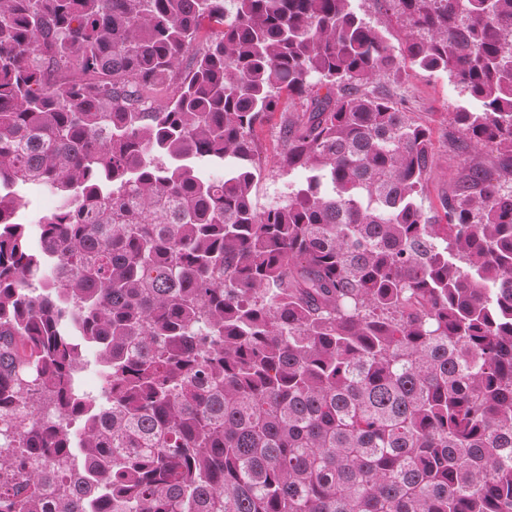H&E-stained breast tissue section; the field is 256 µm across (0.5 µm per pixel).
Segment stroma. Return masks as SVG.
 <instances>
[{"label": "stroma", "instance_id": "1", "mask_svg": "<svg viewBox=\"0 0 512 512\" xmlns=\"http://www.w3.org/2000/svg\"><path fill=\"white\" fill-rule=\"evenodd\" d=\"M379 88L401 101L414 120L428 126L433 133L436 151L420 198L424 210L440 211L442 201L457 190L473 167L489 170L501 180L512 181V167L502 165L490 147L464 141L452 124L453 112L469 107L470 101L447 74L410 68L398 80L381 82ZM301 110L302 105L298 102L291 106L281 105L256 129L262 164L254 197L257 207L263 208L284 199L305 178L301 170H282L280 159L286 145L278 135L282 122L295 117Z\"/></svg>", "mask_w": 512, "mask_h": 512}]
</instances>
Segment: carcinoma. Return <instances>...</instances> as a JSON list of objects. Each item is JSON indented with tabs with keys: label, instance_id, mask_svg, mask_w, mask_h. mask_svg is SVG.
<instances>
[{
	"label": "carcinoma",
	"instance_id": "carcinoma-1",
	"mask_svg": "<svg viewBox=\"0 0 512 512\" xmlns=\"http://www.w3.org/2000/svg\"><path fill=\"white\" fill-rule=\"evenodd\" d=\"M382 2L397 46L349 0H0V512H512V184L425 213L371 89L447 73L512 161V0ZM284 93L306 186L259 209ZM26 193L29 203L25 208L19 211L18 219L34 227L33 223L36 222L41 215L56 209L59 204V198L56 194L44 191H29Z\"/></svg>",
	"mask_w": 512,
	"mask_h": 512
}]
</instances>
